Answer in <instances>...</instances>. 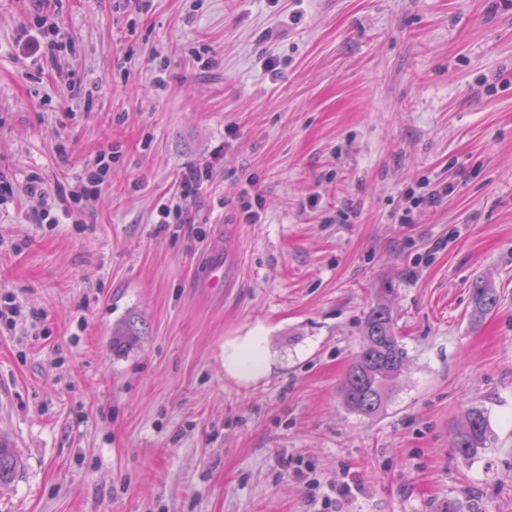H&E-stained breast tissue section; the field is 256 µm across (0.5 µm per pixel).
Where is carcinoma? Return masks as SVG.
Instances as JSON below:
<instances>
[{
  "label": "carcinoma",
  "mask_w": 512,
  "mask_h": 512,
  "mask_svg": "<svg viewBox=\"0 0 512 512\" xmlns=\"http://www.w3.org/2000/svg\"><path fill=\"white\" fill-rule=\"evenodd\" d=\"M392 288H380L361 322L362 347L343 382V402L348 410L373 418L384 410L397 390L405 369V348L389 306ZM474 310L490 312L497 303L495 289L478 278L472 283ZM490 427L486 412L471 407L463 413L451 436V447L470 457L487 447ZM18 458L10 441L0 436V487L11 483Z\"/></svg>",
  "instance_id": "1"
}]
</instances>
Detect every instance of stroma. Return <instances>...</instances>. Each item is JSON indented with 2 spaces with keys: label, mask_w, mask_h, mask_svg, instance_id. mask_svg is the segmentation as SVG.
Instances as JSON below:
<instances>
[{
  "label": "stroma",
  "mask_w": 512,
  "mask_h": 512,
  "mask_svg": "<svg viewBox=\"0 0 512 512\" xmlns=\"http://www.w3.org/2000/svg\"><path fill=\"white\" fill-rule=\"evenodd\" d=\"M35 13L0 0V512H512V0H63L57 74L22 63ZM33 172L59 224L28 223ZM227 224L244 275L215 306L195 278ZM388 284L407 367L365 418L341 383ZM254 334L267 368L237 378ZM471 406L491 440L465 458ZM106 159L112 161V155L100 152L93 160L88 161L82 168L79 175L81 181L85 180L91 185L101 186L105 184L104 174L108 168ZM471 294L474 310L478 313L486 314L496 306V291L484 278L479 277L472 283ZM490 433L486 412L479 407L468 408L451 436V447L462 457L473 456L487 447ZM18 469V458L10 441L0 436V487L8 486Z\"/></svg>",
  "instance_id": "stroma-1"
}]
</instances>
